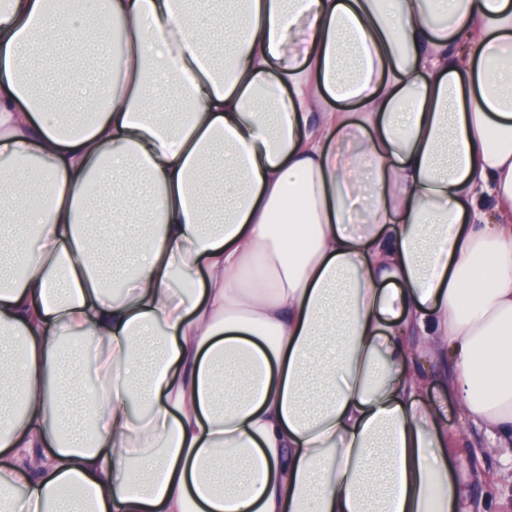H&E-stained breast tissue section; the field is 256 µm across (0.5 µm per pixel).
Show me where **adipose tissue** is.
<instances>
[{
    "label": "adipose tissue",
    "mask_w": 512,
    "mask_h": 512,
    "mask_svg": "<svg viewBox=\"0 0 512 512\" xmlns=\"http://www.w3.org/2000/svg\"><path fill=\"white\" fill-rule=\"evenodd\" d=\"M4 255L0 512H465L464 428L512 446V0H0ZM431 383L427 386L426 397L436 401L445 410L448 409V430L455 431L459 425V414L456 410L453 396L448 392V387L443 383V377L438 368L431 371Z\"/></svg>",
    "instance_id": "obj_1"
}]
</instances>
